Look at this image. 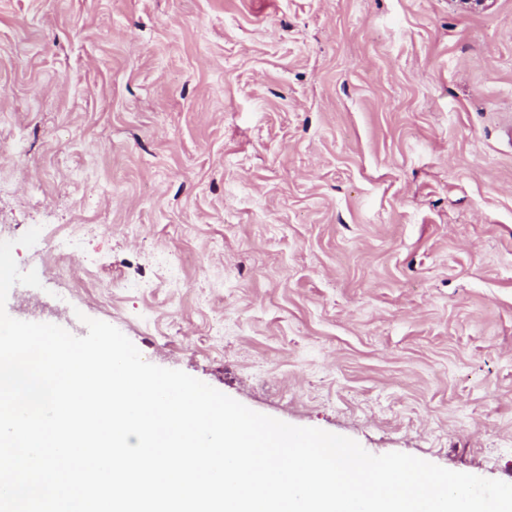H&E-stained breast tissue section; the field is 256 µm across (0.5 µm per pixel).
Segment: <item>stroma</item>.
<instances>
[{
  "instance_id": "stroma-1",
  "label": "stroma",
  "mask_w": 512,
  "mask_h": 512,
  "mask_svg": "<svg viewBox=\"0 0 512 512\" xmlns=\"http://www.w3.org/2000/svg\"><path fill=\"white\" fill-rule=\"evenodd\" d=\"M507 125L512 0H0L6 310L512 483Z\"/></svg>"
}]
</instances>
